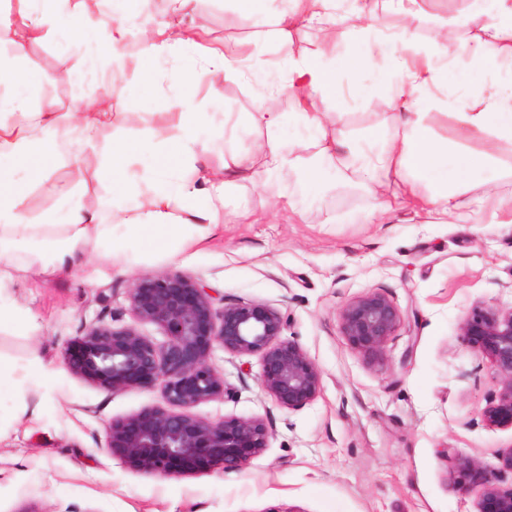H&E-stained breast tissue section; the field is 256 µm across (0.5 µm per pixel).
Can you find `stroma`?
<instances>
[{
	"instance_id": "obj_1",
	"label": "stroma",
	"mask_w": 512,
	"mask_h": 512,
	"mask_svg": "<svg viewBox=\"0 0 512 512\" xmlns=\"http://www.w3.org/2000/svg\"><path fill=\"white\" fill-rule=\"evenodd\" d=\"M138 23L191 24L207 15L205 47L232 46L237 56L262 58L268 78H288V52L244 23L236 0H195L191 13L174 16L168 0H123ZM59 31L29 44L24 67L35 80L38 102L71 111L96 97L100 86L91 46L69 14ZM163 82L149 87L134 66L117 75L121 93L112 121L97 144L58 158L47 179L28 184L33 222L60 212L66 193H79L111 222L119 196L107 173L113 142L134 127L163 125L177 132L188 104L226 113L227 128L213 125L208 168L227 151H247L252 132L240 128L255 111L261 84L233 75L211 99L204 67L184 72L181 55L160 64ZM344 91L328 106L336 125L360 136L388 124L392 111L381 93L359 96L368 72L340 75ZM85 177L71 181V165ZM369 191L355 177L325 169L317 192L296 175L267 185L234 183L224 194V215L199 246L172 253L137 241L126 267L96 255L68 272L37 274L21 250L0 294L14 309L0 315V363L23 390L0 388V512H476L478 488L458 490L450 479L457 459L479 460L501 485L498 454L512 448V428L490 425L482 411L499 377L480 352L467 347L460 325L474 308L512 306V209L488 197L475 223L416 216L398 209L380 224H350ZM165 273L192 277L208 288L216 307L264 303L286 323L282 336L297 342L321 372L317 398L298 410L280 406L259 384L256 355L215 348L211 363L224 379L223 395L194 407L219 421L262 419L268 446L242 469L159 476L129 469L106 453V429L149 409L165 407L160 387L112 391L71 373L66 352L76 350L90 326L135 324L128 289L139 278ZM369 292L388 297L402 322L383 359L355 352L339 326L341 309Z\"/></svg>"
}]
</instances>
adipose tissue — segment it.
I'll list each match as a JSON object with an SVG mask.
<instances>
[{
	"label": "adipose tissue",
	"instance_id": "ef3b65f1",
	"mask_svg": "<svg viewBox=\"0 0 512 512\" xmlns=\"http://www.w3.org/2000/svg\"><path fill=\"white\" fill-rule=\"evenodd\" d=\"M33 0H15L13 21L17 26L12 45L15 57H23L31 41L44 38L52 29L51 16L33 17ZM341 0H291L289 9L257 14L246 8L242 17L247 24L267 29L283 48L288 49L291 66L288 82L269 85V92H288L295 100V120L304 134L288 139L283 117L277 112H253L249 119L261 134L251 153H225L223 169L202 166L203 149L200 127L207 113L189 110L183 113L175 137L161 140L136 137L135 141L114 143L109 150V169L113 179L126 189L146 182L150 194L137 202L135 219L120 216L105 224L87 208L83 199L69 195L63 211L44 224L29 223L24 193L12 183V177L0 168V276L10 268L21 245H30L45 269L65 272L96 251L102 238H110L108 260L124 265L127 254L124 237L150 234L155 243L180 241L194 243L203 239L210 227L220 221L218 205L231 178L255 184L272 177L297 172L307 189H316L321 181L322 164L351 171L373 194L365 223L398 207L415 213L445 216L468 221L477 214L482 199L474 193L473 172L496 161L498 142L512 143V92L497 85L482 87L470 98L448 102V74L455 61L447 54L448 31L439 32L431 45L420 46L417 28L427 17L430 0H363L357 7L362 24L356 36L355 50L342 53L334 44V17ZM465 24L479 32L477 39L461 46L466 65L479 72L494 61L512 63V0H486L464 18ZM316 27L325 35L323 52L297 51L295 38L303 29ZM197 21L194 31L176 25L154 29L142 26L135 49L126 44L128 29L123 18L112 16L88 35L98 56L117 64L134 62L148 80H155L161 61L196 46V33L204 31ZM398 49L394 77L390 82L389 104L395 113L386 126L369 128L362 137H354L334 128V116L320 111V103L340 97L341 71L372 69L377 46ZM206 67L211 74L210 95L219 97L221 84L230 73L247 71L263 78L268 64L260 58L241 65L234 55L211 48L191 57L187 68ZM27 73L0 67V83L14 86L7 106L16 122L0 123V158L31 153V176L39 180L50 170V159L32 154L31 148L43 134H51L60 151L73 144L94 146L111 115L99 103L89 102L73 112L60 115L50 105L33 110L25 89ZM455 108L453 139H437L431 123L437 111ZM474 143L475 148L459 154L456 168H449L448 157L455 141ZM408 172L423 174L427 189L418 192L411 184L390 188L391 179Z\"/></svg>",
	"mask_w": 512,
	"mask_h": 512
}]
</instances>
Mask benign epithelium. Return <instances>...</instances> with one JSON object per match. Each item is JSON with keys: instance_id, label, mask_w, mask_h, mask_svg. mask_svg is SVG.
I'll return each instance as SVG.
<instances>
[{"instance_id": "7a95c632", "label": "benign epithelium", "mask_w": 512, "mask_h": 512, "mask_svg": "<svg viewBox=\"0 0 512 512\" xmlns=\"http://www.w3.org/2000/svg\"><path fill=\"white\" fill-rule=\"evenodd\" d=\"M129 301L135 322L157 326L162 341L134 325L100 323L88 330L80 355H67L65 363L73 374L112 391L161 386L169 408L145 410L108 427L107 452L131 470L160 476L238 471L267 447L269 431L259 418L213 422L191 412L224 393V379L210 363L216 345L233 354L259 355L260 386L284 408L300 409L319 394V369L297 342L282 339L284 317L267 304L218 309L198 281L171 273L134 280ZM400 323L398 307L379 292L350 301L339 313L342 335L371 361L382 358ZM460 331L463 343L486 355L500 376L485 420L512 428V307L477 308ZM451 480L465 490L480 488L477 512H512V485L492 481L478 460H458Z\"/></svg>"}]
</instances>
